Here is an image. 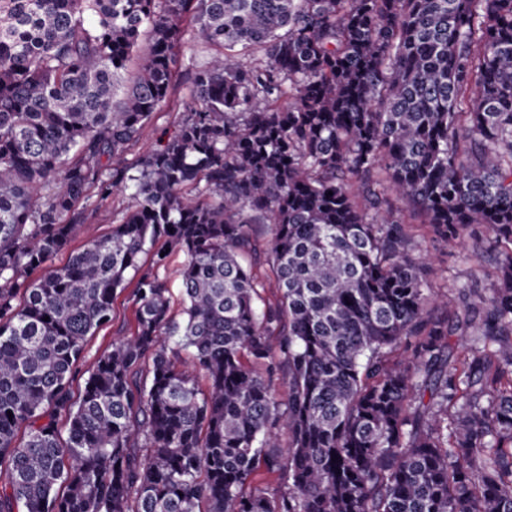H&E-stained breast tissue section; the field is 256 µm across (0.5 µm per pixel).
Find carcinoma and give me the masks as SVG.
<instances>
[{"mask_svg": "<svg viewBox=\"0 0 512 512\" xmlns=\"http://www.w3.org/2000/svg\"><path fill=\"white\" fill-rule=\"evenodd\" d=\"M188 32L214 53L128 159ZM403 203L487 240L496 287L427 310ZM0 475V512H512V0H0ZM181 113L177 112V110L173 111L168 107L155 112L150 122L148 134L131 146L127 158L131 159L142 155L151 148L156 147L160 141L167 139L175 131L181 118ZM130 191H116L107 201L103 202L96 214L89 218L88 224H83V233L73 239L67 251L59 254L54 261L55 266L63 265L71 251H78L94 239L105 236L112 231V221L118 212L132 206ZM160 245L161 243L156 246L155 250L142 256L140 273L154 268L155 251ZM140 273L134 278L132 277L133 272L127 276L126 288L117 294L112 304L111 321L88 338L85 351L79 361L80 373L72 384V390L76 396L83 388L84 379L88 376L89 371L92 370L97 357L111 348L113 338L129 336L134 331L136 306L133 292ZM185 263V256L181 252H170L164 260V266L160 268V274L165 276L169 282L172 292L171 310L176 318L180 319L181 313V272Z\"/></svg>", "mask_w": 512, "mask_h": 512, "instance_id": "carcinoma-1", "label": "carcinoma"}]
</instances>
